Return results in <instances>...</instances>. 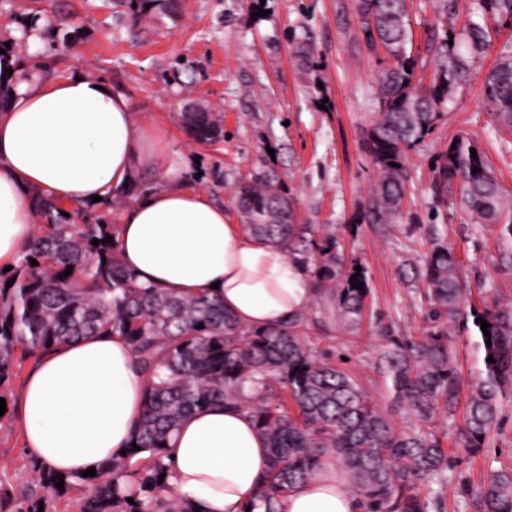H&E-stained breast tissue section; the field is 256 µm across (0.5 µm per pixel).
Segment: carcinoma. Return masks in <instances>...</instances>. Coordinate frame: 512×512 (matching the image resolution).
<instances>
[{"mask_svg": "<svg viewBox=\"0 0 512 512\" xmlns=\"http://www.w3.org/2000/svg\"><path fill=\"white\" fill-rule=\"evenodd\" d=\"M357 13L365 47L374 53L381 48L389 59L379 75L378 116L365 135L379 174L370 210L385 222L405 196L408 152L470 80L469 59L489 50L501 26L512 27V0H477V19L461 30H432L433 69L425 86L407 51V0H357ZM485 93L497 128L512 133L511 55L489 71ZM189 128L200 141L219 134L207 112L196 113ZM433 173L437 201L455 193L459 211L498 226V255L512 263V197L475 139L457 137ZM33 198L45 224L0 279V398L22 362L63 341L100 333L125 337L148 379L144 415L132 437L140 450L130 446L96 475L76 477L93 485L80 512H197L189 502L162 496L168 491L160 481L167 473L163 443L185 417L215 402L247 411L268 443L270 469L249 512H279L281 499L296 486L330 469L348 476L360 512H432L450 464L437 421L454 413L462 390L452 333L467 329L470 320L481 329L480 317L490 324L491 337L479 334L482 357L468 379L457 445L480 451L512 401V305L493 300L476 306L459 261L442 241L432 243L418 269L427 287L422 335L414 340L381 328L373 367L383 383V408L356 373L316 347L321 339L305 334L304 320L254 330L207 293L184 296L141 284L120 260L116 225L77 224L62 215L60 202L39 193ZM235 198L244 231L283 248L329 292L336 319L358 329L368 282L362 271V289L352 287L357 263L345 262L336 233L318 240L310 226L296 223L291 198L271 174L239 182ZM94 239L101 244L93 245ZM68 269L71 274L59 278ZM472 496L478 512H512V470L490 472Z\"/></svg>", "mask_w": 512, "mask_h": 512, "instance_id": "1", "label": "carcinoma"}]
</instances>
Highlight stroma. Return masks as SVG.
Returning <instances> with one entry per match:
<instances>
[{
	"label": "stroma",
	"mask_w": 512,
	"mask_h": 512,
	"mask_svg": "<svg viewBox=\"0 0 512 512\" xmlns=\"http://www.w3.org/2000/svg\"><path fill=\"white\" fill-rule=\"evenodd\" d=\"M259 3L267 16L254 17ZM474 7L475 0H455L454 12L440 15L434 0H409L418 77L431 75L429 29L461 27ZM359 28L356 0H0V48L9 47L23 70L45 79L80 74L105 81L128 97L136 120L163 129L164 161L142 171L140 191L187 186L235 221L237 183L264 171L292 198L299 223L319 235L335 229L345 257L366 271L363 322L357 332L339 330L330 303L318 295L305 312L306 329L326 337L331 357L347 358L378 400L383 386L367 339L382 324L399 336L419 335L424 290L400 269L420 264L431 237L454 249L471 288L512 301V265L498 256L497 226L473 223L437 202L431 168L454 138L467 135L512 193V150L494 132L484 94L499 55L512 54V28L494 33L491 49L472 64L471 80L408 153L402 211L383 224L363 216L379 178L364 140L377 118L386 57L366 49ZM186 111L210 113L219 136L197 141L182 121ZM25 376L20 370L12 377L0 415V487L13 500L41 502L44 512H79L90 485L47 497L32 480L35 461L23 449L16 408ZM463 422L459 409L439 426L452 464L438 512H476L469 487L490 471L512 470V402L479 452L456 446Z\"/></svg>",
	"instance_id": "stroma-1"
}]
</instances>
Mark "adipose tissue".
<instances>
[{
	"instance_id": "obj_1",
	"label": "adipose tissue",
	"mask_w": 512,
	"mask_h": 512,
	"mask_svg": "<svg viewBox=\"0 0 512 512\" xmlns=\"http://www.w3.org/2000/svg\"><path fill=\"white\" fill-rule=\"evenodd\" d=\"M0 55L12 94L0 105V267L32 237L31 190L69 203L110 201L132 191L118 226L124 265L139 282L175 294L214 291L243 326L300 319L314 293L283 250L247 234L223 206L181 187L138 194L140 171L159 164L164 133L136 121L127 96L67 75L16 74ZM147 379L124 337L100 334L53 347L33 362L19 413L24 445L62 476H75L128 448L145 407ZM175 497L200 512H243L263 485L267 443L245 410L215 403L189 415L164 450ZM282 512H359L347 484L323 476L290 492Z\"/></svg>"
}]
</instances>
